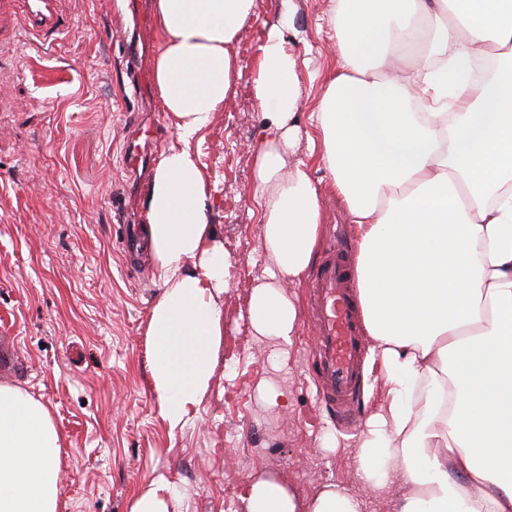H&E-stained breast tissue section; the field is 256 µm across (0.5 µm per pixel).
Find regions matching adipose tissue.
Returning <instances> with one entry per match:
<instances>
[{
  "instance_id": "1",
  "label": "adipose tissue",
  "mask_w": 512,
  "mask_h": 512,
  "mask_svg": "<svg viewBox=\"0 0 512 512\" xmlns=\"http://www.w3.org/2000/svg\"><path fill=\"white\" fill-rule=\"evenodd\" d=\"M156 82L177 138L146 198L163 292L148 358L160 414L184 427L224 336V245L190 144L240 77L233 49L256 0H155ZM282 0L250 76L260 248L276 283L253 288L249 319L291 344L299 307L282 290L309 268L324 215L296 159L304 89ZM339 65L314 114L320 161L359 251V302L385 399L357 442L359 476L408 492L396 512H512V0H335ZM496 64L475 82L473 61ZM63 436L51 409L0 386V512H60ZM243 512H364L335 483L313 496L256 475Z\"/></svg>"
}]
</instances>
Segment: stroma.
Masks as SVG:
<instances>
[{
    "mask_svg": "<svg viewBox=\"0 0 512 512\" xmlns=\"http://www.w3.org/2000/svg\"><path fill=\"white\" fill-rule=\"evenodd\" d=\"M281 0H256L257 19L235 46L243 77L213 122L191 143L208 180V213L228 256L223 348L191 421L170 431L147 361L148 326L162 294L155 267L126 270L119 244L131 183L132 126L159 119L162 146L176 139L155 66L162 47L154 0H60L70 26L56 44L20 41L0 55V329L16 338L21 370L7 383L50 406L64 436L62 512H130L135 496L167 481L175 512H241L229 486L271 473L304 495L335 482L361 496L365 512H394L358 476L353 444L383 402L382 372L367 358L351 422L321 402L311 375L313 331L301 321L291 345L255 335L252 288L271 279L259 248L252 143L260 111L248 78L263 26ZM294 44L304 88L297 157L309 164L324 214L320 243L350 216L318 162L311 119L335 69L331 0H294ZM280 392L278 405L265 398ZM336 445L324 447L327 434Z\"/></svg>",
    "mask_w": 512,
    "mask_h": 512,
    "instance_id": "35a3bbf8",
    "label": "stroma"
}]
</instances>
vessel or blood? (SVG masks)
Masks as SVG:
<instances>
[{
    "instance_id": "vessel-or-blood-1",
    "label": "vessel or blood",
    "mask_w": 512,
    "mask_h": 512,
    "mask_svg": "<svg viewBox=\"0 0 512 512\" xmlns=\"http://www.w3.org/2000/svg\"><path fill=\"white\" fill-rule=\"evenodd\" d=\"M57 3L0 0V16L20 13L26 30L50 41L61 28ZM349 255L346 241H331L308 283L315 339L311 371L321 400L340 417L352 413L363 382L365 330L351 289Z\"/></svg>"
}]
</instances>
